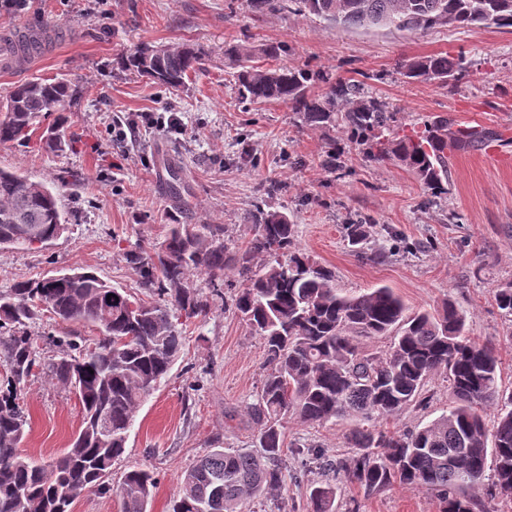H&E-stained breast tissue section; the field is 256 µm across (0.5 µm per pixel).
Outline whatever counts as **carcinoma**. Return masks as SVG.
Instances as JSON below:
<instances>
[{
	"instance_id": "obj_1",
	"label": "carcinoma",
	"mask_w": 512,
	"mask_h": 512,
	"mask_svg": "<svg viewBox=\"0 0 512 512\" xmlns=\"http://www.w3.org/2000/svg\"><path fill=\"white\" fill-rule=\"evenodd\" d=\"M259 13L286 4L313 15L329 29L375 28L404 32L474 25L512 28V0H249ZM283 46L238 44L232 58L242 99L251 104L282 102L313 128L340 127L347 139L374 161L397 160L429 189L449 181L450 120L438 116L411 135L391 138L397 113L364 95L362 81L335 79L321 70L275 63ZM201 46L144 43L121 56V65L152 83L180 88L201 69ZM406 77L444 84L466 76L463 58L438 53L403 65ZM322 85L315 93L311 87ZM74 100L67 81L36 80L14 87L0 113V143L26 141L46 114ZM489 138L475 127L454 143L466 149ZM251 233L246 251L224 243L222 224H170L164 240L151 251L126 252L154 303L114 288L90 271H73L38 281L16 283L0 292V362L6 388L0 389V512H71L85 493L116 495L122 512H148L155 478L135 466L112 484V462L126 448L142 401L165 379L181 346L180 319L206 315L210 297L191 276L210 278L213 292L234 268L244 281L231 307L264 342L270 370L263 376L250 415L260 424V451L217 448L190 467L173 512H246L254 498L283 486V420L288 415L311 423L356 418L362 425L351 440L359 449L349 458L322 459L323 469L343 473L369 494L396 483L438 494L442 512H488L470 492L486 472L492 489L512 497V391L502 388L496 348L466 333V315L446 302L435 312L408 310L387 287L347 295L331 270L295 244L288 213L261 206L244 214ZM67 229L58 196L45 185L0 169V247L28 248L54 241ZM268 261L254 270L251 260ZM497 307L512 316V284L494 293ZM62 323L98 329L93 346L64 337L68 352L51 367L73 388L83 410L81 427L70 448L46 461L21 452L29 426L18 391L36 365V338L23 331L39 309ZM391 335L389 349L367 353L361 341ZM448 378L452 405L423 428L397 434L378 428L377 419L400 414L424 400L432 375ZM498 408L493 429L481 410ZM104 412L109 435L98 434ZM335 488L311 490V512H335Z\"/></svg>"
}]
</instances>
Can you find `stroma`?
<instances>
[{
  "mask_svg": "<svg viewBox=\"0 0 512 512\" xmlns=\"http://www.w3.org/2000/svg\"><path fill=\"white\" fill-rule=\"evenodd\" d=\"M51 28L55 39L36 65L0 81V107L23 82L63 79L77 99L46 116L25 143H0V168L45 184L59 198L68 228L47 246L0 248V292L77 268L108 285L146 299L125 254L152 250L168 224H220L233 249L250 234L240 214L264 183L280 185L270 208L287 210L298 248L332 270L338 289L359 295L388 287L413 310L435 311L453 302L467 315L469 336L495 345L501 379L512 389V318L497 308V288L512 283V167L489 165L480 151L449 145L451 178L431 194L396 161L363 157L340 129L306 127L287 104L243 101L228 46L276 42L282 64L325 70L361 80L365 95L396 112L404 131L438 115L493 134L512 130V28L436 27L421 34L389 29L331 30L312 15L252 11L247 0H27L24 10L0 7V29ZM194 44L208 56L185 87L168 90L123 71L118 59L137 45ZM462 56L464 79L446 86L413 82L408 60L430 54ZM182 112L187 131H143L125 150L106 132L118 113ZM68 145L45 146L52 126ZM342 166L322 167L328 149ZM184 191L174 198L169 170ZM370 224L362 245L350 246L347 224ZM224 296L205 317L183 325V346L168 377L143 401L113 481L136 465L157 478L149 512H172L185 472L215 448L257 450L259 424L249 411L269 368L260 336L239 319L226 298L242 282L224 273ZM37 336L35 374L24 393L30 427L24 454L50 459L68 448L82 421V406L55 380L51 365L63 351L56 336L98 338L95 328L60 322L39 310L28 325ZM452 403L445 375H434L424 402L382 420L398 432L421 429ZM358 422L316 425L288 417L285 489L254 499L249 512H310L318 483L336 488V512H440L436 493L396 484L368 495L343 476L319 469L316 459L349 457Z\"/></svg>",
  "mask_w": 512,
  "mask_h": 512,
  "instance_id": "35a3bbf8",
  "label": "stroma"
}]
</instances>
